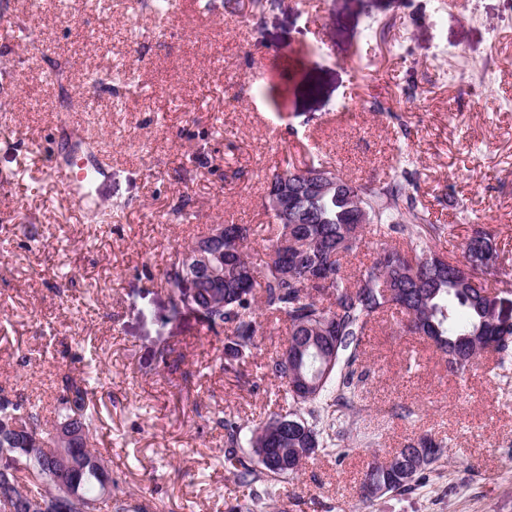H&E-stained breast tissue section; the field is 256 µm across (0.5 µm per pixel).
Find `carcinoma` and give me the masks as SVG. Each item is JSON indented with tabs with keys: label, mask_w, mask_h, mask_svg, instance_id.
Here are the masks:
<instances>
[{
	"label": "carcinoma",
	"mask_w": 512,
	"mask_h": 512,
	"mask_svg": "<svg viewBox=\"0 0 512 512\" xmlns=\"http://www.w3.org/2000/svg\"><path fill=\"white\" fill-rule=\"evenodd\" d=\"M409 164L402 155L387 181L357 185L326 164L313 163L307 170L328 171L335 177L336 188L310 201L302 224H286L273 214L279 229L266 246L267 260H250L255 229L238 224L239 242H224V248L235 247L237 254L224 255L216 248L203 261L196 255L198 241L204 240L201 236L188 243L181 259L163 273L162 283L175 313L185 301L187 286H194L196 307L208 330L226 333L224 354L229 365L254 348L257 310L288 321V346L267 369L284 387L288 399L306 409L304 414L285 416L298 428L283 427L276 416L246 436L236 422L219 421L226 437L224 463L239 469L243 480L255 486L253 499L257 503L265 493L266 481L296 474L310 457L308 453L298 457L294 449L334 446L332 436L320 427L322 412L331 400L338 405L353 402L358 348L371 319L388 308L399 309L408 317L410 331L434 343L446 359L448 373L456 377L465 378L489 349L499 355L501 364L512 361V294L493 295L487 287L477 286L500 274L492 234L475 230L457 265L444 266L429 242L445 228L427 223L418 209V184ZM353 185L361 193L360 203L369 223L379 231L386 228L399 234L403 240L401 245L383 246L372 264L354 278L347 274L345 260L362 241L365 224L347 199V188ZM284 237L295 244L285 254L278 248ZM215 266L223 273L220 283L209 274V268ZM300 375L317 386L292 389ZM91 394L90 380L63 377L56 417L43 425L34 406L0 393V445L19 449L17 455L25 459L26 469L36 479L25 484L12 476V493L42 499L51 496L57 490L53 475L64 470L76 495L69 512H81L79 502L99 497L103 473L97 463L104 458L91 444L95 430ZM16 424L31 428L41 447L51 449L58 447L59 429L77 425L80 442L67 455L87 464L78 468L66 465L55 452L29 456L23 452L25 435L12 430ZM245 444L250 448L248 454ZM421 447L429 449L421 460L402 454L392 461L372 463L359 484L362 501L372 502L422 485L426 470L444 455V449L431 442Z\"/></svg>",
	"instance_id": "1"
}]
</instances>
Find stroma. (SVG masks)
Returning a JSON list of instances; mask_svg holds the SVG:
<instances>
[{"instance_id": "stroma-1", "label": "stroma", "mask_w": 512, "mask_h": 512, "mask_svg": "<svg viewBox=\"0 0 512 512\" xmlns=\"http://www.w3.org/2000/svg\"><path fill=\"white\" fill-rule=\"evenodd\" d=\"M0 28V386L48 408L53 379L94 376L93 445L146 512H512V365L487 353L456 379L394 310L364 339L353 405L329 410L336 451L253 506L218 421L250 430L291 409L266 374L288 324L257 315L255 348L227 372L223 336L173 314L160 285L215 224L255 225L251 256L264 258L273 172L320 160L378 182L403 151L428 222L445 228L432 251L459 260L485 228L502 269L487 286L512 290V0H276L259 14L240 0L232 15L177 0L163 18L85 0L70 19L62 0H0ZM459 54L471 69L452 83ZM92 69L130 81L94 87ZM80 135L112 163L96 182L111 223L52 174ZM426 437L446 448L426 486L360 500L368 463Z\"/></svg>"}]
</instances>
